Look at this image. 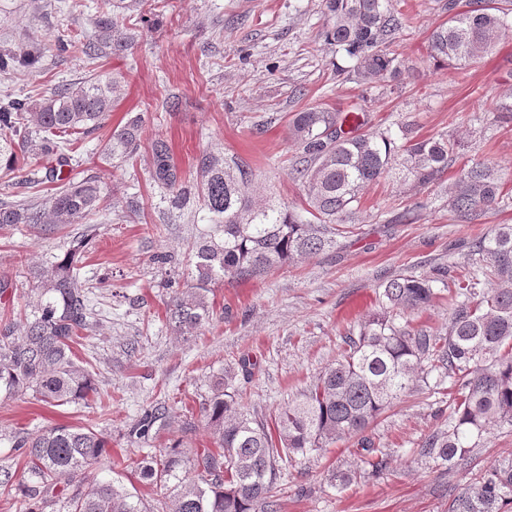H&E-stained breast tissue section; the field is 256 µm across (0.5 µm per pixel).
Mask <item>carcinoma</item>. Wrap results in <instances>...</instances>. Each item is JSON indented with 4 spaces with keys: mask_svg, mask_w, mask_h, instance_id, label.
Masks as SVG:
<instances>
[{
    "mask_svg": "<svg viewBox=\"0 0 512 512\" xmlns=\"http://www.w3.org/2000/svg\"><path fill=\"white\" fill-rule=\"evenodd\" d=\"M138 0H104L94 24L96 40L60 38L57 50L96 60L104 51H122L130 37L117 19ZM331 23L324 31L350 62L358 81L396 79L402 60L396 34L402 27L386 0H325ZM448 20L429 38L432 57L464 66L494 50L512 28V8L502 0H447ZM118 78L96 75L55 91L29 107L19 98L0 99V167L28 169L42 184L68 165L63 149L101 127L114 107ZM349 114L314 105L288 119L297 146L292 171L304 187L295 210L273 197L253 199L252 172L237 159L204 152L197 161L195 194L205 229L192 260L196 283L176 293L170 319L190 333L213 315L210 286L224 279H250L264 270L319 254L337 238L355 233L348 223L354 205L372 182L398 169L424 186L443 177L457 157L458 143L441 135L416 138L403 128L360 131ZM136 115L114 131L105 146L108 158H126L140 142ZM153 181L181 207L183 176L172 161L168 141L151 144ZM57 166H52V162ZM502 198L499 170L488 162L460 168L448 194V210L473 223ZM107 206L97 177L65 178L40 211L26 204L0 202V224H24L40 233L75 224ZM89 240L77 237L64 255L39 267L36 299L24 315L23 332L14 323L0 327V397L31 390L47 404L86 401L94 393L92 374L75 360L73 347L89 318L86 288L77 272ZM448 269L433 276L398 275L387 280L379 299L383 312L344 337L336 364L283 407L276 429L250 413L236 380L250 375V361L224 370L211 383L202 406L215 447L188 456L178 442L130 459L140 479L155 491L149 509L142 500L110 482L91 478L108 448L96 431L56 425L8 436L27 465L24 512H45L56 504L58 485L66 497L58 512H276L273 490L292 457L346 438H358L367 463L382 467L381 451L364 436L371 422L410 385L435 376V386L452 378L453 425L434 432L421 445L422 456L451 463L475 448L493 425L512 427V225L501 224L473 246L467 271L453 280L456 300L445 334H431L401 323V315L429 305L434 284H447ZM169 411L147 410L130 437L146 442L154 427L167 425ZM512 495V468L495 469L472 492L459 496L453 512H502Z\"/></svg>",
    "mask_w": 512,
    "mask_h": 512,
    "instance_id": "1",
    "label": "carcinoma"
}]
</instances>
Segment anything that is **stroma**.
<instances>
[{"instance_id":"1","label":"stroma","mask_w":512,"mask_h":512,"mask_svg":"<svg viewBox=\"0 0 512 512\" xmlns=\"http://www.w3.org/2000/svg\"><path fill=\"white\" fill-rule=\"evenodd\" d=\"M101 0H0V50L20 54L0 72V94L39 103L56 88L93 73L120 77L104 125L75 143L73 177L105 184L109 206L91 223L36 236L24 225L0 227V320L19 319L29 303L33 269L63 255L72 237H91L80 265L91 315L74 347L93 374L96 391L79 404L51 406L32 392L0 398V431L80 426L108 437L97 479L123 486L151 503L150 488L127 467L139 444L130 427L156 405L172 419L148 442L182 440L186 451L209 448L200 404L214 375L250 359L239 377L245 407L274 420L288 400L335 364L346 334L379 309L380 284L397 275H428L439 266L456 274L473 243L512 224V32L497 48L463 68L437 64L429 35L447 14L445 0H393L403 26L396 49L405 68L396 80L368 83L345 75L347 60L327 43L324 0H147L125 12L121 27L136 36L127 50L96 61L59 53L58 38L94 39ZM322 104L366 113L373 128L409 125L418 137L448 135L460 145L458 164H495L503 202L474 223L448 211L456 167L441 181L414 186L398 172L369 186L355 215L358 233L336 249L267 270L248 281L216 284L214 315L192 337L168 322L176 294L192 282L190 247L200 228L193 207L176 210L152 181L150 145L161 136L186 180L205 151L235 157L254 174L258 192L300 206L302 186L291 175L296 150L288 116ZM141 115V146L129 160L104 157L112 132ZM143 204L130 215L131 198ZM172 256L159 267L158 253ZM194 431H183L184 422ZM451 422L448 397L415 384L367 429L386 458L375 470L356 439L295 455L277 483V512H452L488 471L512 466V427L491 429L481 445L452 463L420 456L425 438ZM358 478L340 483L341 472Z\"/></svg>"}]
</instances>
